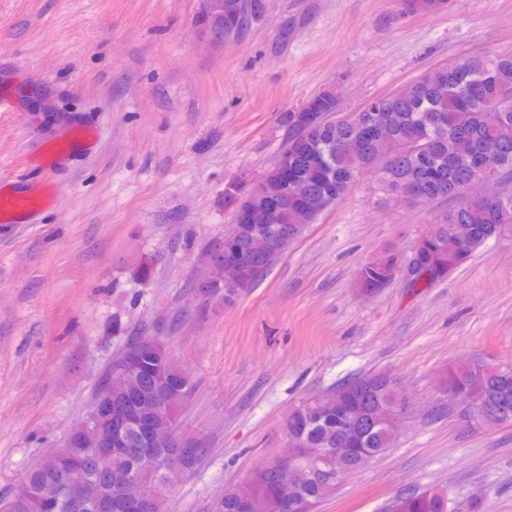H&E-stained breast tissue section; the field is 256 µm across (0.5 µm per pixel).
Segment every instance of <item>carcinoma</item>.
I'll return each instance as SVG.
<instances>
[{"label": "carcinoma", "instance_id": "1", "mask_svg": "<svg viewBox=\"0 0 512 512\" xmlns=\"http://www.w3.org/2000/svg\"><path fill=\"white\" fill-rule=\"evenodd\" d=\"M261 0H243L236 16L234 33H240L257 14ZM512 77V54L471 56L439 66L425 73L409 94L380 98L367 112L359 113L355 124H325L318 117L339 111L335 92L324 91L301 109L282 114L288 136L281 150L288 162V177L298 174L307 183L303 197L288 195L275 200L263 193H250L247 203L258 216L256 224H240L234 234L224 237V259L243 264L247 285L261 277L273 259L251 262L246 252L249 240L271 234L281 227L299 237L317 222L330 206L352 189L371 159L382 155L388 166L376 177L378 189L390 202L415 207L434 200L457 197V202L439 215L424 235L420 252L425 269L431 273L426 284L445 279L438 268L458 253L472 254L489 240L499 237L504 226H512V192L481 196L472 188L488 177H512V101L502 96L501 77ZM386 134H373L376 126ZM355 139L359 147L346 148ZM498 144L495 156L485 153L490 142ZM467 229L461 242L452 227ZM386 263L380 254L359 270L369 290L382 288ZM112 366H126L134 379L123 387L101 383L93 403L101 404L99 420L67 433L61 448L42 457L29 468L10 497L0 501V512H71L65 501V480L78 474V495L110 512L108 505L124 504L126 512H163L164 500L137 507L135 484H121L117 477L135 474L143 482L162 477L170 456H176L185 471L193 472L208 448L196 438L179 433V411L186 395L194 390L190 372L171 354L165 341L147 349L128 341ZM450 377L458 386L483 395L495 409L512 412V365L489 366L472 363L453 366ZM342 396L340 411L355 410L365 416L364 427L354 441L341 443L336 431V409L313 410L311 399L300 402L284 419L286 437H300L306 443L302 480L288 472V463L262 468L243 485L228 490L220 501L221 512H282L281 495L296 485L315 505L332 493L330 467L356 468L359 448H373L382 454L391 448L384 418L371 419L378 402L392 403L395 391L384 373L360 374L338 385ZM136 406L156 424L152 451L144 450L138 432L126 433L127 446L112 449L100 459L95 450L112 435L117 410ZM348 448L341 456L334 448ZM399 512H448L447 492L427 490L398 497Z\"/></svg>", "mask_w": 512, "mask_h": 512}]
</instances>
